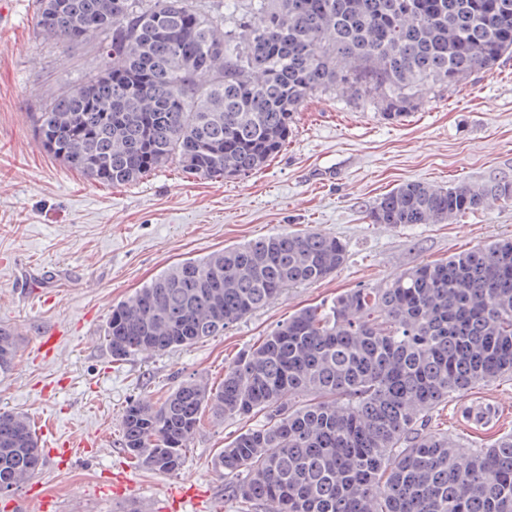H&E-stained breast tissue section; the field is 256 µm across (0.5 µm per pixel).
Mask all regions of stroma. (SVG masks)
Wrapping results in <instances>:
<instances>
[{
    "mask_svg": "<svg viewBox=\"0 0 512 512\" xmlns=\"http://www.w3.org/2000/svg\"><path fill=\"white\" fill-rule=\"evenodd\" d=\"M36 0H13L0 24V327L18 353L0 375V412L47 422L40 470L1 512H242L216 472L214 453L256 418L213 416L175 474L132 463L121 418L133 400L162 402L182 379L210 387L224 369L300 309L353 288H381L420 264L512 238V203L483 206L445 224H374L378 199L407 181L437 186L512 175V55L473 73L454 90L429 85L421 105L388 122L339 87L308 100L290 142L246 178L206 179L170 163L140 181L105 186L70 170L35 137L32 114L97 73L95 41L63 49L36 23ZM341 239L345 263L320 281L287 288L223 335L165 354L113 360L104 340L113 304L171 265L281 231ZM56 334L53 354L39 350ZM472 400L499 407L500 426L475 430L460 419L461 399L439 410L442 429L486 445L512 430V380L476 386ZM87 434L99 450L63 454L60 438Z\"/></svg>",
    "mask_w": 512,
    "mask_h": 512,
    "instance_id": "obj_1",
    "label": "stroma"
}]
</instances>
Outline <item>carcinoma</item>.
I'll use <instances>...</instances> for the list:
<instances>
[{
  "mask_svg": "<svg viewBox=\"0 0 512 512\" xmlns=\"http://www.w3.org/2000/svg\"><path fill=\"white\" fill-rule=\"evenodd\" d=\"M38 0L39 30L63 48L98 43L102 68L61 92L33 129L90 180L126 185L175 160L203 178L258 173L288 143L311 97L349 84L397 121L427 84L453 88L512 54V0ZM512 177L436 187L408 181L371 209L376 224H440ZM346 245L277 232L188 258L113 306L112 359L164 354L322 280ZM16 356L0 328V372ZM512 380V239L353 288L302 309L224 370L187 379L158 404L135 400L122 443L136 464L183 467L200 415L262 417L213 457L251 512H512V432L474 446L438 432L435 409L480 383ZM485 428L499 409L473 401ZM42 464L26 416L0 413V500Z\"/></svg>",
  "mask_w": 512,
  "mask_h": 512,
  "instance_id": "cac0c4a2",
  "label": "carcinoma"
}]
</instances>
